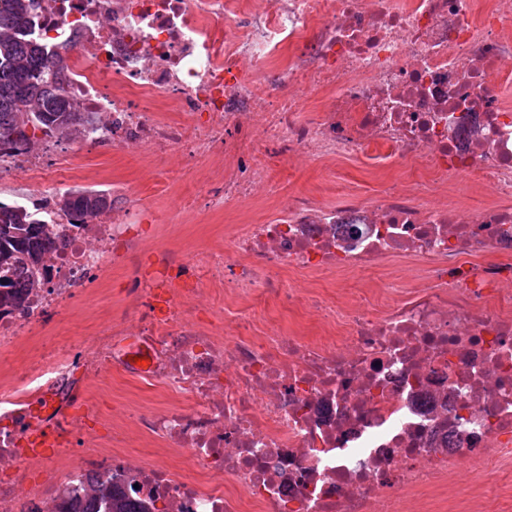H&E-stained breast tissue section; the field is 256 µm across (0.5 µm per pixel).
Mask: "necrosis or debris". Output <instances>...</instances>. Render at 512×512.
Listing matches in <instances>:
<instances>
[{"label": "necrosis or debris", "instance_id": "obj_1", "mask_svg": "<svg viewBox=\"0 0 512 512\" xmlns=\"http://www.w3.org/2000/svg\"><path fill=\"white\" fill-rule=\"evenodd\" d=\"M33 0L32 37L68 47L66 87L91 115L0 159V182L62 184L84 149L140 151L156 186L189 162L216 175L188 208L275 197L282 214L219 248H161L92 345L26 346L88 278L136 266L164 217L129 186L82 229L51 206L55 253L27 305L0 318V512H99L101 491L144 512H512V0ZM326 109L302 115L310 93ZM351 153L415 177L370 200L288 194L284 161ZM495 184L464 209L449 178ZM376 270L374 287L299 295L285 273ZM318 330L261 319L268 300ZM224 307V328L199 311ZM149 365L140 370L135 349ZM124 375L175 402L102 442L90 387ZM89 456L25 454L34 429ZM179 449L189 474L128 451L131 433ZM61 471L50 490L15 474Z\"/></svg>", "mask_w": 512, "mask_h": 512}]
</instances>
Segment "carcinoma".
<instances>
[{
  "mask_svg": "<svg viewBox=\"0 0 512 512\" xmlns=\"http://www.w3.org/2000/svg\"><path fill=\"white\" fill-rule=\"evenodd\" d=\"M31 2L0 0V156L29 148L40 134L72 138L85 123L64 86L67 57L47 55L26 38ZM54 200L76 228L112 205L111 197L92 190L63 191ZM55 247V233L32 209L0 202V316L21 305Z\"/></svg>",
  "mask_w": 512,
  "mask_h": 512,
  "instance_id": "obj_1",
  "label": "carcinoma"
}]
</instances>
